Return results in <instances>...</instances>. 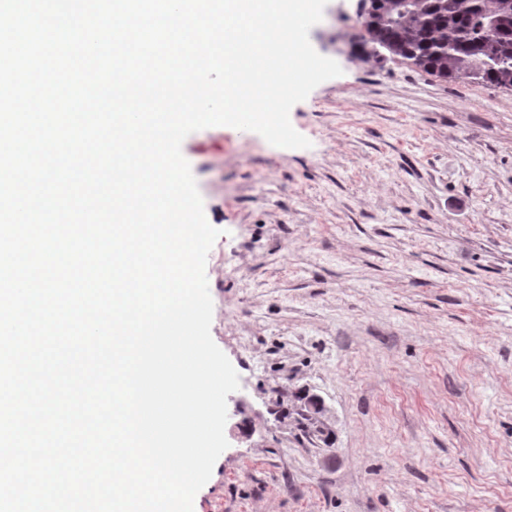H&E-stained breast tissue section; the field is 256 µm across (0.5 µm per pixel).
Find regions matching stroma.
<instances>
[{
	"label": "stroma",
	"mask_w": 512,
	"mask_h": 512,
	"mask_svg": "<svg viewBox=\"0 0 512 512\" xmlns=\"http://www.w3.org/2000/svg\"><path fill=\"white\" fill-rule=\"evenodd\" d=\"M361 22L310 30L343 70L290 110L310 147L182 143L240 380L193 512H512V90L361 59Z\"/></svg>",
	"instance_id": "1"
}]
</instances>
